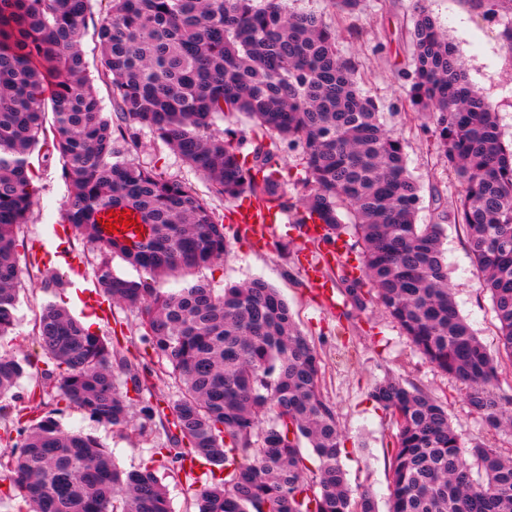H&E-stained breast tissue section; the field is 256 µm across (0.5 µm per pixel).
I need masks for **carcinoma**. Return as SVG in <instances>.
Segmentation results:
<instances>
[{
    "label": "carcinoma",
    "instance_id": "carcinoma-1",
    "mask_svg": "<svg viewBox=\"0 0 512 512\" xmlns=\"http://www.w3.org/2000/svg\"><path fill=\"white\" fill-rule=\"evenodd\" d=\"M102 2L100 72L118 120L149 126L228 200L245 194L282 207L294 181L299 223L318 225L320 244L336 247L352 224L360 263L336 278L348 302L377 300L432 364L467 386L466 401L488 428H512V410L493 391L501 363L453 300L443 229L416 223L419 186L403 143L360 91L335 28L288 12L284 0ZM89 19L90 0H0V337L14 323L15 230L35 204L33 153L42 147L41 158L58 157L69 188L63 236L93 245L98 288L141 310L142 340L182 385L169 404L177 435L155 454L183 471L200 459L214 466L197 512H379L369 493L352 496L336 410L320 391L319 354L275 288L253 280L217 293L196 282L165 293L113 274L114 253L160 277L220 261L227 244L224 217L191 186L118 156L81 48ZM411 39L407 105L427 116L462 185L457 223L493 302L499 352L512 362V150L423 10ZM226 112L246 114L276 139L244 154L212 132ZM283 142L298 150L293 175L278 163ZM127 210L150 225L149 239L129 246L104 234L102 218ZM36 331L67 403L114 426L133 409L146 422L160 415L146 396L150 374L65 309L47 305ZM117 368L131 390L118 386ZM22 375L0 353V398ZM371 397L397 428L389 512H512V457L482 441L462 447L446 406L418 387L387 378ZM43 402L34 388L27 404L0 405L20 438L19 454L0 456V481L21 500L18 512H172L153 467L118 468L91 438L35 413Z\"/></svg>",
    "mask_w": 512,
    "mask_h": 512
}]
</instances>
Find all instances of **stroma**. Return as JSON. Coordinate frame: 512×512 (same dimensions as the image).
Returning a JSON list of instances; mask_svg holds the SVG:
<instances>
[{
	"mask_svg": "<svg viewBox=\"0 0 512 512\" xmlns=\"http://www.w3.org/2000/svg\"><path fill=\"white\" fill-rule=\"evenodd\" d=\"M287 6L293 12L317 14L335 27L339 52L355 65L362 92L376 101L385 127L404 140L407 167L420 188L417 221L442 225V248L457 307L488 352H496L498 321L493 303L473 268L464 228L455 221L461 185L434 145L431 123L404 109L403 103L413 55L410 32L417 9L422 8L455 47L470 83L493 104L501 139L511 144L512 49L502 31L512 22V11L500 9L492 18L476 0H361L358 10L347 14L337 12L331 0H288ZM117 149L122 159L190 184L223 214L228 253L197 272L196 280L219 291L230 283L260 279L277 288L286 300L296 324L320 355V384L336 410L346 448L341 462L349 485L373 493L380 512L388 509L387 453L397 430L370 393L375 383L385 378L402 379L440 400L462 445L481 440L512 454V431L488 430L467 404L465 385L434 368L379 304L372 301L364 309L352 308L342 292L326 296L306 276L304 260L324 266L329 258L316 252L304 226L297 222L300 187L290 184L285 188L290 205L288 223L275 225L273 233L259 242L241 234L233 214L235 205H248V198L234 204L212 197L208 182L150 127L128 125ZM37 187L34 210L16 240L20 283L15 326L0 341V349L12 354L25 373L4 402L11 406L26 403L33 387H43L47 397L42 409L53 412L63 431L94 437L123 469L152 463L167 490L172 512H193L194 493L210 481L208 469L200 468L192 475L175 474L152 457L154 449L168 444L176 433L167 410L178 394L169 375L171 367L142 343L138 309L100 295L88 300V292H94L97 285L89 244L81 239L61 240L53 232L68 195L58 159H51L47 168L41 169ZM69 256L79 259L78 267L66 264ZM55 273L65 280V287L52 283ZM50 301L67 308L80 322L89 323L92 332L109 339L133 364L160 372L152 389V399L161 408L159 417L148 424L135 417L121 429L59 401L57 380L46 374L50 363L35 333V321Z\"/></svg>",
	"mask_w": 512,
	"mask_h": 512,
	"instance_id": "obj_1",
	"label": "stroma"
}]
</instances>
